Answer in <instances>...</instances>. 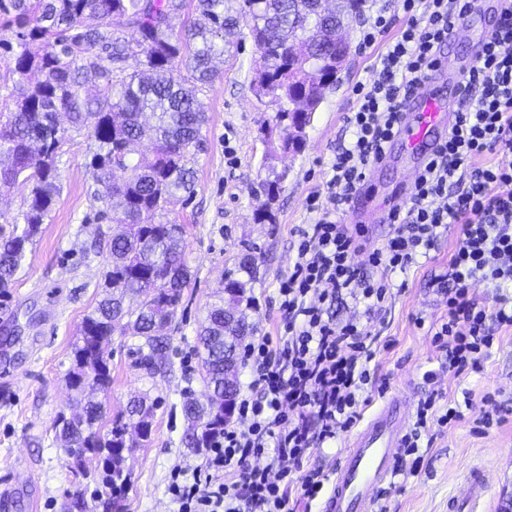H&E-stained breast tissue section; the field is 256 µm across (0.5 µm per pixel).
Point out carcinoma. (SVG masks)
Here are the masks:
<instances>
[{
  "label": "carcinoma",
  "instance_id": "cac0c4a2",
  "mask_svg": "<svg viewBox=\"0 0 512 512\" xmlns=\"http://www.w3.org/2000/svg\"><path fill=\"white\" fill-rule=\"evenodd\" d=\"M366 2L336 0L335 11L322 17L304 8L306 0H243L237 18L224 13V0H197V18L180 34L172 20L184 13L186 0H0V16L16 25L20 47L10 70V103L0 112V192L27 190L22 222L0 236V289L15 281L61 192L57 157L69 132L86 130L94 138L88 166L108 183L105 204L112 223L121 226L112 236L103 297L74 344L66 377L72 391L110 388L101 344L115 333L134 339L133 367L142 377L161 372L191 280L185 225L167 215L170 206L194 194L191 149L207 122L198 92L215 80L214 61L224 55L240 20L248 23L260 53L253 92L276 108L285 133L281 149L296 153L341 71L336 28L359 16ZM130 57L138 69L126 74L122 64ZM179 64L191 81L175 74ZM36 73L41 79L33 82ZM284 181L278 173L264 181L267 200L258 222L274 223L273 203ZM257 271L256 257L243 255L237 263L241 276L225 275L198 331L201 375L211 394L183 397L187 448L206 447L229 422L224 398L236 401L238 382L227 378L224 358H236L255 332L245 310L254 305ZM153 416L154 403L140 396L106 426L101 403L87 404L80 415L58 414L53 431L72 473L85 475L89 455L100 462L92 479L93 506L74 493L64 512H123L131 473L122 449L131 452L150 440Z\"/></svg>",
  "mask_w": 512,
  "mask_h": 512
}]
</instances>
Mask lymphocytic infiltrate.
<instances>
[{
    "label": "lymphocytic infiltrate",
    "instance_id": "lymphocytic-infiltrate-1",
    "mask_svg": "<svg viewBox=\"0 0 512 512\" xmlns=\"http://www.w3.org/2000/svg\"><path fill=\"white\" fill-rule=\"evenodd\" d=\"M403 21L388 37L384 10L370 17L365 47H377L376 77L357 84L350 134L332 162L327 196L311 194L314 222L295 231L292 271L279 286L282 310L276 336L253 337L244 347L250 392L238 403L247 428L225 426L209 442L193 470L174 466L168 492L177 512H293L290 502L315 500L323 470L309 469L300 484L288 479L307 448L336 440L362 417L370 399V364L396 283L428 256L442 229L459 225L448 269L437 288L448 318L433 339L448 350V369L479 370L494 333L512 328V165L495 156L512 154V0L458 89L459 107L438 150L429 156L400 204L388 213L392 233L367 247L362 226L344 224L373 168L387 157L407 98L441 64L449 32L481 7V0H397ZM498 288L494 308L472 296L480 284ZM349 299L363 306L364 320L335 322L328 311ZM460 404L420 401L402 453L416 454L429 423L451 427L462 420Z\"/></svg>",
    "mask_w": 512,
    "mask_h": 512
}]
</instances>
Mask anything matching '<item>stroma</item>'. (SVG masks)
I'll return each mask as SVG.
<instances>
[{
  "mask_svg": "<svg viewBox=\"0 0 512 512\" xmlns=\"http://www.w3.org/2000/svg\"><path fill=\"white\" fill-rule=\"evenodd\" d=\"M361 24L358 18L349 23L346 64L307 127L300 153L271 150L280 130L274 107L258 102L252 92L258 54L248 28H241L217 61L218 78L198 95L210 123L194 151L195 193L169 214L186 227L185 255L193 278L171 332L167 371L142 378L128 352L130 337L112 336L107 346L112 388L101 398L107 415L119 412L135 394L157 401L151 440L128 460L132 476L124 512H175L166 491L171 469H192L202 461L201 453L181 442L184 392L199 397L207 391L199 375L197 330L222 276L250 249L257 256L258 278L256 305L247 317L256 335L276 333L278 284L295 255L293 230L315 219L307 196L328 192L331 163L349 138L345 119L355 106L353 85L375 77L370 54L359 46ZM93 146L85 133L64 144L58 158L62 193L15 283L0 292V491L9 494V512H63L68 493L86 485L67 467L52 425L59 413L81 407L65 376L81 323L97 305L110 264L112 225L102 213L106 189L87 167ZM413 166L403 147L392 144L357 211L381 202ZM273 169L287 170L288 177L274 206V223L260 224L255 213L265 199L261 183ZM457 237V225H449L428 257L403 274L404 288L389 300L375 360V380L385 389L372 394L370 404L396 397L414 407L439 392L470 399L474 409L497 412L502 422L483 432L469 420L449 430L431 425L419 442L417 473L391 477L376 498L377 512H448L449 497L466 496L467 473L475 465L495 476L475 512H512V331H499L480 371L459 376L449 372L446 351L428 331L448 315L434 278L445 273Z\"/></svg>",
  "mask_w": 512,
  "mask_h": 512,
  "instance_id": "1",
  "label": "stroma"
}]
</instances>
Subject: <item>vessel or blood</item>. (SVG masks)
I'll list each match as a JSON object with an SVG mask.
<instances>
[{"instance_id":"obj_1","label":"vessel or blood","mask_w":512,"mask_h":512,"mask_svg":"<svg viewBox=\"0 0 512 512\" xmlns=\"http://www.w3.org/2000/svg\"><path fill=\"white\" fill-rule=\"evenodd\" d=\"M457 105L438 93L433 78L407 103L396 138L416 162H424L446 136ZM407 414L404 402H386L349 441L323 512H372L373 490L394 473Z\"/></svg>"}]
</instances>
